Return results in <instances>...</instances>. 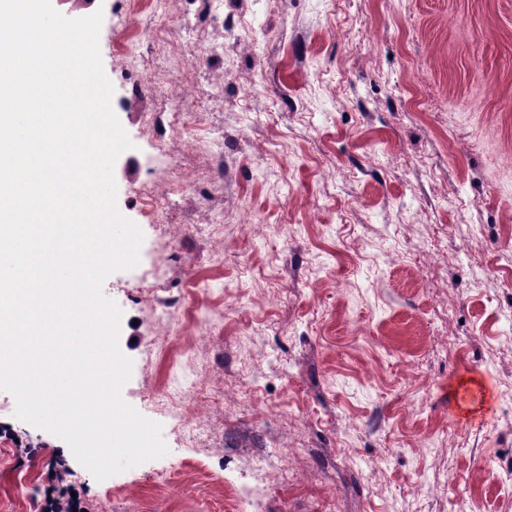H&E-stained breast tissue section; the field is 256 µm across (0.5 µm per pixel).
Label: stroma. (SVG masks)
<instances>
[{"mask_svg":"<svg viewBox=\"0 0 512 512\" xmlns=\"http://www.w3.org/2000/svg\"><path fill=\"white\" fill-rule=\"evenodd\" d=\"M57 10L103 14L134 144L117 208L144 242L102 291L133 362L122 396L168 452L96 480L0 390V427L32 444L0 440V512H41L60 461L88 512H240L234 490L263 482L264 512H512V0H211L189 34L147 29L131 0ZM178 75L197 85L179 105L191 140L143 119ZM184 174L195 188L168 206ZM155 280L188 311L168 330L145 298ZM166 336L189 358L154 351ZM200 379L244 391L208 405L191 447L156 397ZM277 443L299 451L284 485L252 470Z\"/></svg>","mask_w":512,"mask_h":512,"instance_id":"35a3bbf8","label":"stroma"}]
</instances>
